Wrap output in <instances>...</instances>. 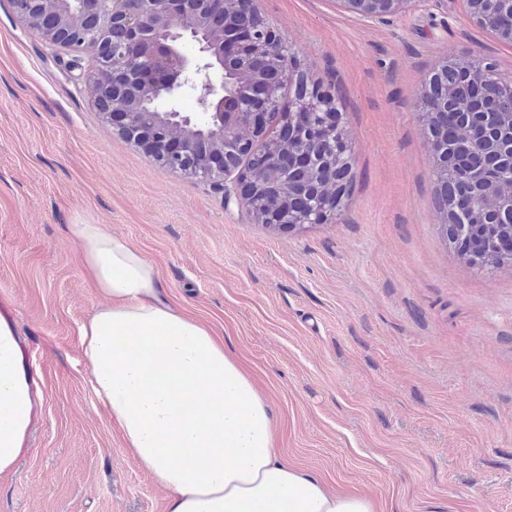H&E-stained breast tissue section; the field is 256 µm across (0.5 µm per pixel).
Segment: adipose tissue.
<instances>
[{"label":"adipose tissue","mask_w":512,"mask_h":512,"mask_svg":"<svg viewBox=\"0 0 512 512\" xmlns=\"http://www.w3.org/2000/svg\"><path fill=\"white\" fill-rule=\"evenodd\" d=\"M69 232L106 302L79 328L87 382L125 448L167 491L169 512H377L288 465L252 378L210 328L163 296L153 263L100 224ZM42 392L0 314V477L28 443Z\"/></svg>","instance_id":"adipose-tissue-1"}]
</instances>
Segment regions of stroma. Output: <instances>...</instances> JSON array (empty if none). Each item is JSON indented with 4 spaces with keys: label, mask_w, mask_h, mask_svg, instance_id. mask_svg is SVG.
Here are the masks:
<instances>
[{
    "label": "stroma",
    "mask_w": 512,
    "mask_h": 512,
    "mask_svg": "<svg viewBox=\"0 0 512 512\" xmlns=\"http://www.w3.org/2000/svg\"><path fill=\"white\" fill-rule=\"evenodd\" d=\"M254 7L342 114L353 182L331 223L268 229L155 163L98 111L92 50L49 45L0 0V308L43 395L0 512H168L87 383L78 327L105 299L72 224L157 266L271 405L288 464L379 512H512V264L469 266L444 240L419 105L446 60L512 81V45L464 0ZM411 2L418 0H336L345 8L369 17L382 18L402 11ZM377 5L376 8H372Z\"/></svg>",
    "instance_id": "1"
}]
</instances>
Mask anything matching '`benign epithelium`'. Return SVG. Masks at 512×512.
<instances>
[{
	"mask_svg": "<svg viewBox=\"0 0 512 512\" xmlns=\"http://www.w3.org/2000/svg\"><path fill=\"white\" fill-rule=\"evenodd\" d=\"M413 0H336L359 14L382 18L402 11ZM20 21L36 30L48 43L60 48L88 47L94 51L91 84L95 103L109 121L122 123L119 135L143 149L153 160L184 176H198L196 158L209 155L206 177L223 188L224 201L248 203L261 186V171L270 159L252 158L251 168L241 174L227 166L225 142L244 147L253 139L262 120L279 106L278 87L264 80L276 63L283 79L299 75L292 49L269 22L253 9L252 0H16ZM55 15V25H39L43 14ZM191 38L199 43V58L181 53L178 44ZM237 80L262 85L258 96L234 98L232 120L224 124V99ZM197 91L202 116L197 119L176 109L159 112L151 104L174 99L183 90ZM330 92L315 89L294 97L290 111L313 112L321 120L303 127L297 139L300 148H316V137L327 127L342 123V116L328 107ZM464 118L460 135L472 137L482 124V110L473 103L461 106ZM486 174L473 185V195L492 203V220L512 221V184L499 191L501 175L512 178V134L509 141L488 154ZM318 171L300 179L283 172L277 191L282 195L304 194Z\"/></svg>",
	"mask_w": 512,
	"mask_h": 512,
	"instance_id": "benign-epithelium-1",
	"label": "benign epithelium"
}]
</instances>
